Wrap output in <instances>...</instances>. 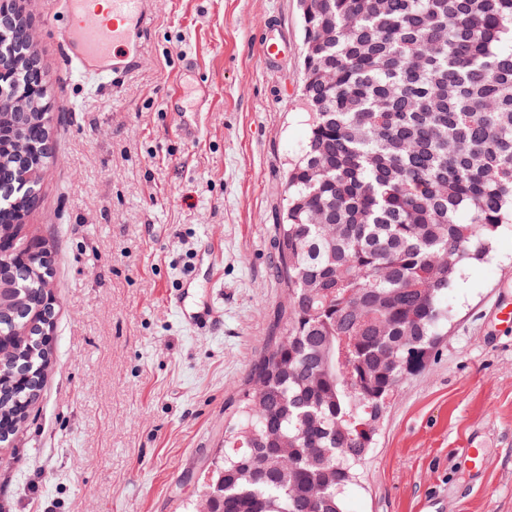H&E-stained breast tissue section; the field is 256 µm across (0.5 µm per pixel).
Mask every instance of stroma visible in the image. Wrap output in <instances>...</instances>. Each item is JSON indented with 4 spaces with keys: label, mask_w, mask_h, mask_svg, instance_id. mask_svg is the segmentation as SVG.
Returning a JSON list of instances; mask_svg holds the SVG:
<instances>
[{
    "label": "stroma",
    "mask_w": 512,
    "mask_h": 512,
    "mask_svg": "<svg viewBox=\"0 0 512 512\" xmlns=\"http://www.w3.org/2000/svg\"><path fill=\"white\" fill-rule=\"evenodd\" d=\"M54 158L26 235L53 245V359L0 512H184L269 337L290 162L306 145L300 0H157L140 65L79 79L52 0H21ZM284 41L261 62L259 44ZM211 302L216 325L183 319ZM512 226L448 290V334L406 378L346 512H512ZM481 443L485 469L464 449Z\"/></svg>",
    "instance_id": "stroma-1"
}]
</instances>
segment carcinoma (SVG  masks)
<instances>
[{"label": "carcinoma", "mask_w": 512, "mask_h": 512, "mask_svg": "<svg viewBox=\"0 0 512 512\" xmlns=\"http://www.w3.org/2000/svg\"><path fill=\"white\" fill-rule=\"evenodd\" d=\"M305 148L288 169L276 277L287 335L253 362L200 494L211 512H345L386 398L423 370L448 288L512 224V0H310ZM26 82H45L28 23L0 11ZM327 36L322 51L310 43ZM51 123L0 98V225L40 200ZM35 145L18 153L15 143ZM53 272L0 263V419L25 422L52 352L39 348ZM19 324L25 341L13 339ZM256 439V448L236 447Z\"/></svg>", "instance_id": "cac0c4a2"}]
</instances>
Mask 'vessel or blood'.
Instances as JSON below:
<instances>
[{"instance_id": "b4317fda", "label": "vessel or blood", "mask_w": 512, "mask_h": 512, "mask_svg": "<svg viewBox=\"0 0 512 512\" xmlns=\"http://www.w3.org/2000/svg\"><path fill=\"white\" fill-rule=\"evenodd\" d=\"M57 7L71 20L60 44L78 72L106 77L138 66L152 20L150 0H110L112 20L107 24L89 22L88 0H57Z\"/></svg>"}]
</instances>
